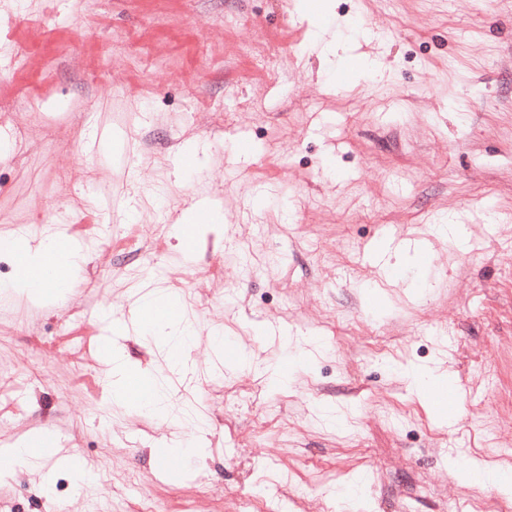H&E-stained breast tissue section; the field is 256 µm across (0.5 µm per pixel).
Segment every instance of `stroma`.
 Here are the masks:
<instances>
[{
	"instance_id": "1",
	"label": "stroma",
	"mask_w": 512,
	"mask_h": 512,
	"mask_svg": "<svg viewBox=\"0 0 512 512\" xmlns=\"http://www.w3.org/2000/svg\"><path fill=\"white\" fill-rule=\"evenodd\" d=\"M329 6L340 79L298 0H0V235L82 246L71 291L0 299V450L49 426L74 459L0 473V512H343L348 487L364 512H512L463 481L512 432V0ZM208 197L184 259L175 219ZM157 288L199 332L179 375L113 328ZM117 363L166 381L168 418L113 406ZM412 366L465 383L455 422ZM178 444L173 480L153 450ZM407 374L412 379L418 395L423 398H428L430 388L441 382L444 377L440 375H445L446 373H436L435 371L431 370L411 369L407 372Z\"/></svg>"
}]
</instances>
